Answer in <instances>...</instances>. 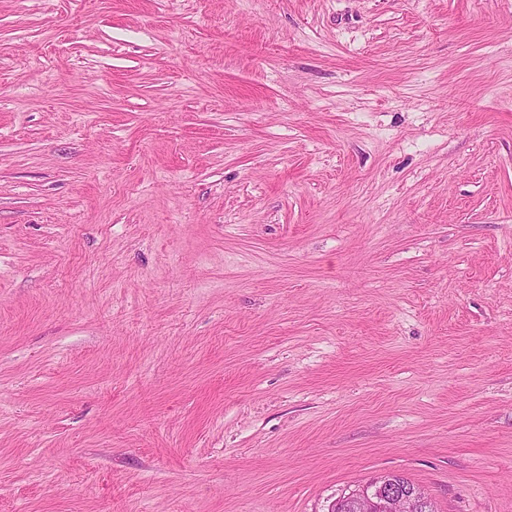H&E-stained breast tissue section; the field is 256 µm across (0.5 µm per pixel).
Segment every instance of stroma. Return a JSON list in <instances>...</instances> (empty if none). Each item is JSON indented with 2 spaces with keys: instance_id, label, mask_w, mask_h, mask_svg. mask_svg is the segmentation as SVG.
Instances as JSON below:
<instances>
[{
  "instance_id": "35a3bbf8",
  "label": "stroma",
  "mask_w": 512,
  "mask_h": 512,
  "mask_svg": "<svg viewBox=\"0 0 512 512\" xmlns=\"http://www.w3.org/2000/svg\"><path fill=\"white\" fill-rule=\"evenodd\" d=\"M512 512V0H0V512ZM370 491L358 493L356 512H433L425 492L415 485H404L391 476L381 475L370 482ZM427 505V511L424 507Z\"/></svg>"
}]
</instances>
